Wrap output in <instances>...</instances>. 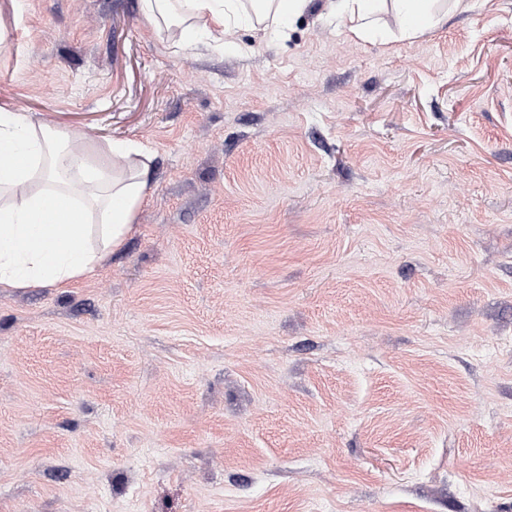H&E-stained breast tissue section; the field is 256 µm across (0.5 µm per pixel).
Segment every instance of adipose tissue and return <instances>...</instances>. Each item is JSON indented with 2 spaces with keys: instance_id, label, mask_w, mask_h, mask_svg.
<instances>
[{
  "instance_id": "ef3b65f1",
  "label": "adipose tissue",
  "mask_w": 512,
  "mask_h": 512,
  "mask_svg": "<svg viewBox=\"0 0 512 512\" xmlns=\"http://www.w3.org/2000/svg\"><path fill=\"white\" fill-rule=\"evenodd\" d=\"M310 0H140L145 22L175 30V45L220 47L241 17L263 36L286 32ZM341 33L366 40L392 15L411 39L447 20L439 0H329ZM94 163L85 135L0 111V288H65L91 273L104 254L123 248L146 202L152 162L144 146L112 140ZM100 227V246L89 240Z\"/></svg>"
}]
</instances>
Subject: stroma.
Wrapping results in <instances>:
<instances>
[{
  "instance_id": "35a3bbf8",
  "label": "stroma",
  "mask_w": 512,
  "mask_h": 512,
  "mask_svg": "<svg viewBox=\"0 0 512 512\" xmlns=\"http://www.w3.org/2000/svg\"><path fill=\"white\" fill-rule=\"evenodd\" d=\"M227 40L0 0V108L154 153L121 251L0 288V512H512V0Z\"/></svg>"
}]
</instances>
